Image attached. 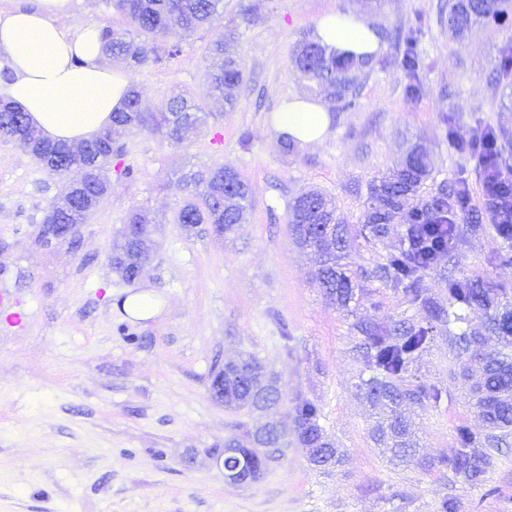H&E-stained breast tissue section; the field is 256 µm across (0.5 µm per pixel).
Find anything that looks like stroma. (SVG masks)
I'll use <instances>...</instances> for the list:
<instances>
[{"label": "stroma", "mask_w": 512, "mask_h": 512, "mask_svg": "<svg viewBox=\"0 0 512 512\" xmlns=\"http://www.w3.org/2000/svg\"><path fill=\"white\" fill-rule=\"evenodd\" d=\"M440 2L224 0L222 23L169 35L177 56L133 77L145 111H160L171 92L183 91L208 112L207 126L179 144L147 130L124 136L106 198L66 239L46 241L39 232L69 173L48 172L0 141V292L24 315L16 325L0 309V512H438L446 498L458 512H512V436L484 485H470L448 463L458 427L476 433L477 452L487 447L447 326L438 325L411 371V382L443 391L439 402L406 409L420 444L415 458L392 464L372 437L376 414L356 389L370 374L356 325L418 314L402 290L368 277L397 244L403 221L382 240L355 238L350 262L363 296L347 308L315 286L316 257L290 224V203L316 189L359 229L373 178L417 147L433 169L408 207L459 180L471 198L470 211L455 216L462 245L438 259L422 288L447 303L443 277L452 273L512 291V265L496 259L505 243L493 225L468 232L472 212L485 209L477 161L449 144L479 126L512 136V86L491 82L502 51L512 48V29L478 26L457 39L438 19ZM331 12L365 16L383 33V49L354 106L332 111L326 140L286 152L274 115L290 97L312 93L292 50ZM229 22L238 27L245 75L231 112L203 86L207 48ZM414 23L425 61L416 96L397 65L401 46L385 36ZM450 112L451 129L443 121ZM218 163L251 186L242 223L226 236L208 224L183 229L175 222L186 197L180 174ZM135 208L156 218L154 247L141 279L127 284L110 255ZM145 292L157 302L154 314H126L124 300ZM249 355L276 380L273 414L235 412L210 393L214 367ZM303 399L318 405L339 465L309 462L295 423ZM271 417L283 433L280 460L257 480L225 481L223 460L209 448L223 446L240 424Z\"/></svg>", "instance_id": "1"}]
</instances>
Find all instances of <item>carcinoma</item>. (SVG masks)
I'll return each mask as SVG.
<instances>
[{"label":"carcinoma","instance_id":"carcinoma-1","mask_svg":"<svg viewBox=\"0 0 512 512\" xmlns=\"http://www.w3.org/2000/svg\"><path fill=\"white\" fill-rule=\"evenodd\" d=\"M112 7L131 23L134 32L101 28L99 38L104 53L123 59L136 71L160 58L159 51L173 56L177 46L162 48L163 39L175 30L188 35L223 18V0H109ZM512 26V15L501 7V0H448V27L463 37L477 25ZM418 28L411 26L396 32L404 43L401 68L410 78L408 92L418 93L415 83L422 58L416 51ZM235 30L213 42L209 55L219 63L205 74L206 94L224 99L234 109V91L244 82V74L230 47ZM295 70L301 78L334 88V99L345 101L356 97L370 60L356 62L340 59L318 42L305 38L292 53ZM202 109L185 93L172 95L162 111L145 114L140 108V95L131 86L120 112L112 114V126L84 141L77 149L63 142L45 139L31 126L24 113L12 102L0 99V139L24 148L49 172H72L74 178L53 202L43 218L45 224H83L104 201L110 189L106 172L112 163V144L135 128H144L174 142H182L204 123ZM454 148L504 165L505 148L498 134L488 126L472 130L469 137L453 139ZM430 174V162L421 151L411 152L396 169L372 181L369 186L366 228L375 239L387 235L388 226L399 213L402 200L417 193ZM179 182L187 193L176 214V223L189 229L210 224L224 236L240 223L251 196V187L232 166L215 164L205 170L183 174ZM467 191L463 184L440 186L429 200L411 214L402 243L386 261L377 265L371 278L392 288L403 287L408 301L419 307L425 323L403 320L390 329L379 323L361 324L363 349L369 368L375 374L361 381L360 390L372 405L389 410V415L374 428L377 441L386 444L391 458L407 463L415 458L417 448L410 424L400 412L405 403L423 406L437 403L442 391L432 385H411L406 374L432 340V323L460 324L465 311L480 308L489 312L487 334L472 336L461 332L452 338L456 357L464 361L463 370L473 380V407L486 424L487 442L496 446L498 433H512V304L502 302L498 289L477 280L450 275L446 279L448 306L426 296L419 282L434 268L437 258L459 245L457 234L439 231L448 217L464 207ZM151 219L142 209L127 216L121 242L115 250L125 254L122 264L112 266L124 282H133L139 272L143 253L151 245ZM293 232L301 245L310 247L323 257L314 279L327 297L346 307L356 299L360 286L342 260L349 257L351 238L348 226L336 216L335 200L319 190H309L291 205ZM212 396L229 409H253L271 412L278 401L274 377L268 375L259 361L250 357L236 366L212 371ZM299 439L309 460L327 467L339 460L337 449L324 434L319 423L318 407L302 401L298 408ZM475 433L468 427L457 429L456 447L449 459L453 471L470 483L483 481L492 465V455L474 451ZM224 447L235 448L239 455L224 456V465L263 472L282 454L283 442L278 423L270 420L252 430L224 441Z\"/></svg>","mask_w":512,"mask_h":512}]
</instances>
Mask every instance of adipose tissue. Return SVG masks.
<instances>
[{"label": "adipose tissue", "instance_id": "obj_1", "mask_svg": "<svg viewBox=\"0 0 512 512\" xmlns=\"http://www.w3.org/2000/svg\"><path fill=\"white\" fill-rule=\"evenodd\" d=\"M69 0H38L35 10L0 11V96L16 103L47 138L78 144L112 122L129 81L104 61L95 27L75 30L66 23ZM316 37L340 58L377 54L380 41L361 15L329 14ZM277 129L302 145L322 143L331 127L327 107L316 98L295 96L276 113Z\"/></svg>", "mask_w": 512, "mask_h": 512}]
</instances>
